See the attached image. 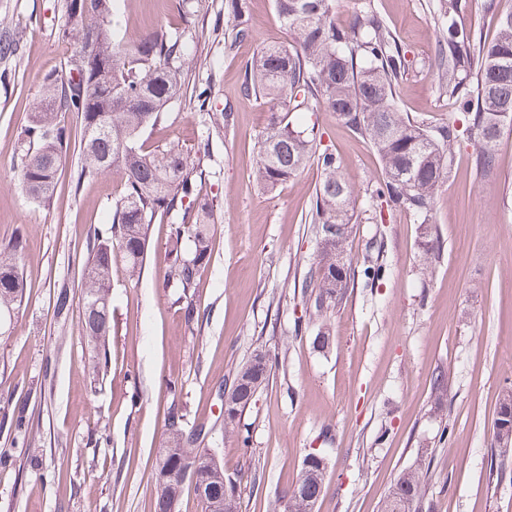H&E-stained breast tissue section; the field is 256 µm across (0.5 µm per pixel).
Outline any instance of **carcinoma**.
<instances>
[{"label":"carcinoma","instance_id":"obj_1","mask_svg":"<svg viewBox=\"0 0 512 512\" xmlns=\"http://www.w3.org/2000/svg\"><path fill=\"white\" fill-rule=\"evenodd\" d=\"M116 0H65L67 22L59 37L84 50L83 39L94 37L96 54L86 67L84 91H71L55 80L44 84L35 116L25 130L21 156V183L29 196L50 200L63 149L71 131L56 122L55 112H75L81 120V162L76 184L117 169L124 191L113 205L112 223L90 235L82 263V324L88 344L105 346L112 332L109 294L112 264L122 256L131 275L141 272L148 224L174 213L167 248L168 280L187 291L197 287L202 267L212 254L217 205L209 198L202 173L189 153L176 145L147 152L139 144L143 131L160 123L170 102L182 92L181 70L187 61L180 37L160 26L132 36L118 37L112 29ZM281 24L294 35L289 46L268 45L251 60L246 93L259 95L272 106L260 141L256 177L267 192L274 191L314 160L323 172L316 190L315 224L318 254L303 282L306 308L320 317L336 307L355 281L352 266L337 268L336 258L346 250L352 233L357 197L340 172L336 154L318 150L313 131L289 120L291 112L323 108L364 136L379 157L384 178L372 190L369 206L384 203L407 211L423 223V254L429 261L437 244L428 225L434 198L448 179L453 147L465 138L474 147L477 173L490 177L497 166L498 143L512 129V7L497 11L498 32L491 41L478 36L461 18L459 0H447L438 26V68L441 91L468 115L459 130L455 122L436 129L410 119L395 105V90L408 72L405 51L383 19L372 8L355 12L347 27L336 25L334 0H275ZM20 245L0 248V313L21 302L24 278L19 269ZM386 276V267L373 263L362 270L364 286L373 288ZM73 305L68 285L58 287L55 312L67 317ZM279 368L278 357L264 363L248 360L237 368L233 381L247 390L238 394L239 412L256 398L250 380L268 381ZM0 427L21 448L0 451V466H11L17 455L30 452L34 422L24 407L0 409ZM495 442L512 449V420L494 423ZM164 448H180L175 474L186 468L203 471L211 460L205 448L190 447L183 414L167 413ZM429 466L420 462L403 472L389 491L382 512H418L426 502ZM299 498L292 512H312L324 488L320 465L302 467ZM211 496L224 504L221 512H240L237 486L212 482ZM186 484L175 479L157 491L156 512H167V500L179 501Z\"/></svg>","mask_w":512,"mask_h":512}]
</instances>
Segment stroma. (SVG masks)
Masks as SVG:
<instances>
[{
	"instance_id": "35a3bbf8",
	"label": "stroma",
	"mask_w": 512,
	"mask_h": 512,
	"mask_svg": "<svg viewBox=\"0 0 512 512\" xmlns=\"http://www.w3.org/2000/svg\"><path fill=\"white\" fill-rule=\"evenodd\" d=\"M366 1L409 62L396 89L399 111L433 128L447 124L455 107L438 90L440 0H337V24L349 25ZM65 22L63 0H0V32L19 43L16 54L0 56V245L21 243L26 283L11 333L0 334V406L26 404L37 430L30 457L0 467V512H154L153 463L172 405L188 425L202 426L196 445L215 449L237 480L242 512H284L315 450L327 459L316 512H381L398 476L426 457L432 512H512V451L493 438L499 399L512 388V131L489 178L477 175L472 146L455 144L451 175L429 213L435 265L423 264L412 214L360 213L352 265L383 263L389 278L373 288L355 283L326 320L307 318L301 285L318 250L310 213L322 172L308 164L263 192L255 162L270 106L244 94L245 67L257 52L293 41L274 0H249L244 40L224 0H121L117 30L165 26L191 57L182 95L145 131L143 147L173 143L192 153L208 142L200 167L219 213L212 259L187 294L165 281L168 221L150 224L139 275L114 267L108 364L96 373L81 323L79 259L88 230L111 222L122 174L76 184L80 150L71 143L52 198L36 203L18 168L43 84L71 77L75 46L58 37ZM205 87L208 112L195 97ZM226 108L233 119L220 132L210 114ZM294 120L315 127L358 199L382 180L370 144L336 113ZM64 282L75 299L60 319L53 294ZM186 302L198 323L186 324ZM302 318L307 328L295 330ZM323 322L330 345L321 352L313 340ZM258 350L283 365L241 416L246 455L224 429V391ZM445 421L453 434L443 442Z\"/></svg>"
}]
</instances>
